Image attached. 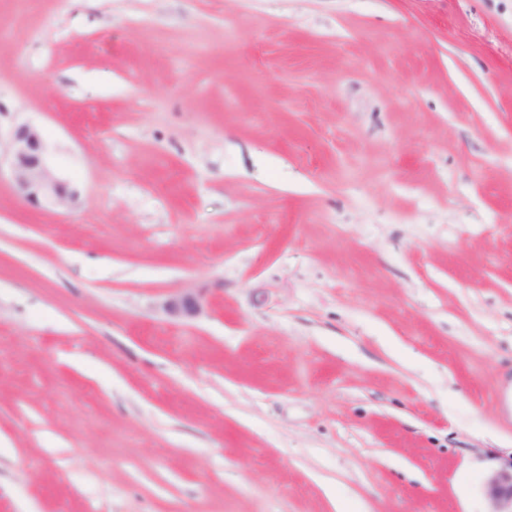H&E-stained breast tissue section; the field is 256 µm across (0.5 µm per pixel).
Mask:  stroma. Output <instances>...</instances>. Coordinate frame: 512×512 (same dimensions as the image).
Segmentation results:
<instances>
[{"label":"stroma","mask_w":512,"mask_h":512,"mask_svg":"<svg viewBox=\"0 0 512 512\" xmlns=\"http://www.w3.org/2000/svg\"><path fill=\"white\" fill-rule=\"evenodd\" d=\"M19 124L79 197L0 172V512H490L512 0H0ZM162 309L170 317L192 318L202 312L203 306L199 296L185 292L166 299L162 303Z\"/></svg>","instance_id":"obj_1"}]
</instances>
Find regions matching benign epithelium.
I'll return each instance as SVG.
<instances>
[{
	"label": "benign epithelium",
	"mask_w": 512,
	"mask_h": 512,
	"mask_svg": "<svg viewBox=\"0 0 512 512\" xmlns=\"http://www.w3.org/2000/svg\"><path fill=\"white\" fill-rule=\"evenodd\" d=\"M9 166L20 196L33 206L64 204L77 193L53 172L47 163L40 132L21 125L12 134ZM163 311L174 318H192L202 312L199 296L191 292L172 296L162 303ZM493 512H512V462L491 474L485 485Z\"/></svg>",
	"instance_id": "7a95c632"
}]
</instances>
